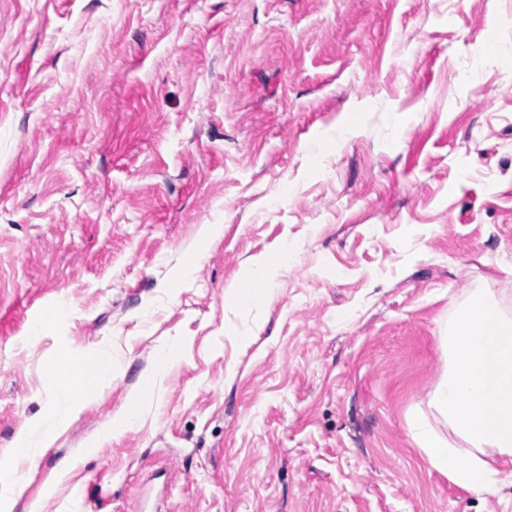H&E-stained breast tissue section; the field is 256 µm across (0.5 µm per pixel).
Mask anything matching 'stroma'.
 Listing matches in <instances>:
<instances>
[{
  "mask_svg": "<svg viewBox=\"0 0 512 512\" xmlns=\"http://www.w3.org/2000/svg\"><path fill=\"white\" fill-rule=\"evenodd\" d=\"M477 288L512 313V0H0L12 512H512L408 426ZM99 350L111 383L28 468L50 366ZM276 269L277 261L273 258H265L256 262L233 288L227 290L226 300L240 306L259 304L262 301V286L251 287L258 281L268 283L275 276ZM138 424V416L131 406L126 410H121L112 416V420L99 434L97 440L87 446L88 453H95L102 441L110 440L116 435L129 431Z\"/></svg>",
  "mask_w": 512,
  "mask_h": 512,
  "instance_id": "35a3bbf8",
  "label": "stroma"
}]
</instances>
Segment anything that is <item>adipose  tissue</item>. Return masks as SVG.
Listing matches in <instances>:
<instances>
[{"mask_svg":"<svg viewBox=\"0 0 512 512\" xmlns=\"http://www.w3.org/2000/svg\"><path fill=\"white\" fill-rule=\"evenodd\" d=\"M277 262H256L227 290L232 304L262 300L257 282H269ZM448 366L435 385L429 407L451 433L441 437L427 417L410 418L413 439L429 466L455 485L477 494L512 488V317L488 293L474 291L441 336ZM78 413L71 397L50 418L22 436L23 456L36 464L58 430Z\"/></svg>","mask_w":512,"mask_h":512,"instance_id":"ef3b65f1","label":"adipose tissue"}]
</instances>
